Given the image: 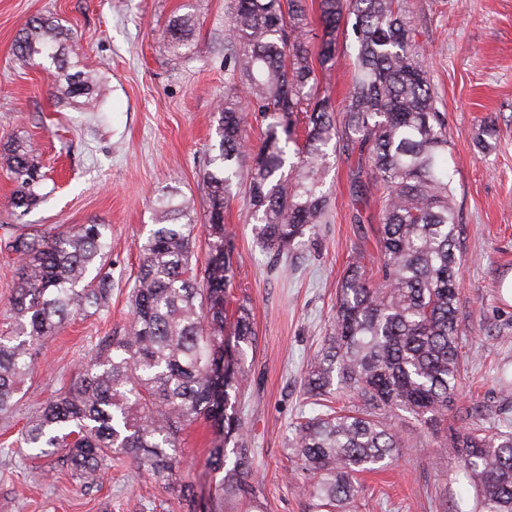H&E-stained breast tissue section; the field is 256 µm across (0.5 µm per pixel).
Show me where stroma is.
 <instances>
[{"label":"stroma","mask_w":512,"mask_h":512,"mask_svg":"<svg viewBox=\"0 0 512 512\" xmlns=\"http://www.w3.org/2000/svg\"><path fill=\"white\" fill-rule=\"evenodd\" d=\"M418 39L428 48L436 105L448 120V166L454 204L464 228L459 321L463 406H480L488 425L512 422V395L496 383L512 371V0H404ZM229 0H0V146L33 143L44 199L27 213L12 210L15 187L0 160V225L32 224L62 231L108 225L112 302L100 314L66 323L45 341L26 394L0 420V512H188L177 493L141 474L128 460L111 462L96 487L72 478L57 456L20 452V431L46 401L81 375L95 347L130 318L128 293L138 266L137 245L154 224L158 197L173 193L195 212L205 207L200 174L216 140L217 103L224 96L220 35ZM196 18V56L172 64L163 33L174 19ZM55 17L77 33L79 65L105 78L100 111L81 112L55 101L52 77L17 56L26 21ZM497 133L489 148L476 135ZM325 182L328 223L296 250V271L270 272L271 256L256 242L255 222L242 202L224 212L234 246V286L228 311L248 303L256 343L236 398L255 462L252 480L266 512H309L305 478L291 443L296 424L318 413L303 391L307 366L330 331L336 285L355 248L375 253L379 193L356 197L360 158L338 142ZM456 415L439 423L399 420L406 447L387 469L363 474L362 512H440L438 492L456 507L448 437ZM213 429L200 422L184 434L192 463L196 507L208 505L205 471Z\"/></svg>","instance_id":"obj_1"}]
</instances>
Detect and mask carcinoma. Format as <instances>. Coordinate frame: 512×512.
I'll list each match as a JSON object with an SVG mask.
<instances>
[{
  "label": "carcinoma",
  "mask_w": 512,
  "mask_h": 512,
  "mask_svg": "<svg viewBox=\"0 0 512 512\" xmlns=\"http://www.w3.org/2000/svg\"><path fill=\"white\" fill-rule=\"evenodd\" d=\"M319 23L316 44L305 0H231L217 143L202 169L205 265L192 264L196 217L171 195L158 199L155 227L138 245L130 324L98 345L79 381L41 407L21 440L48 456L63 451L72 476L88 489L120 455L191 503L179 432L211 421L235 439L230 450L221 439L208 452L211 512H264L244 421L227 414L256 332L244 302L227 322L224 301L235 268L224 211L242 200L260 247L273 254L270 269L288 275L291 251L326 223L324 174L331 143L342 140L366 165L356 187L380 191L383 208L375 228L377 272L369 274V255L356 249L336 288L330 333L304 381L316 405L349 399L296 426L292 447L309 475L310 508L354 512L359 475L398 459L405 447L389 416L403 411L427 422L453 409L462 425L448 447L469 502L457 512H512V431L493 432L472 408L457 405L463 245L448 172V120L436 106L424 49L400 0H319ZM190 26L191 17L180 18L163 34L175 61L197 53ZM341 29L351 37L353 83L338 112L318 70L336 62ZM77 43L53 17H34L16 51L55 68L61 102L92 112L99 77L70 72ZM251 114L266 123L258 147L250 140ZM3 153L16 183L10 206L28 211L44 198L37 155L17 141ZM0 250L19 262L13 321L0 334V414L8 415L39 346L72 318L109 307L112 262L105 224L59 232L3 224Z\"/></svg>",
  "instance_id": "1"
}]
</instances>
